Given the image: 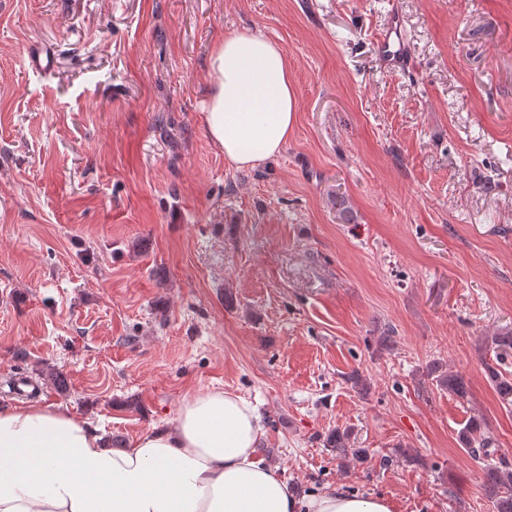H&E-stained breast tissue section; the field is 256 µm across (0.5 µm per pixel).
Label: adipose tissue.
<instances>
[{
	"label": "adipose tissue",
	"mask_w": 512,
	"mask_h": 512,
	"mask_svg": "<svg viewBox=\"0 0 512 512\" xmlns=\"http://www.w3.org/2000/svg\"><path fill=\"white\" fill-rule=\"evenodd\" d=\"M210 140L232 165L277 155L297 97L281 47L244 29L209 56ZM255 407L227 391L184 399L170 426L109 444L92 420L41 402L0 409V512H391L341 490L297 496L258 454Z\"/></svg>",
	"instance_id": "1"
}]
</instances>
